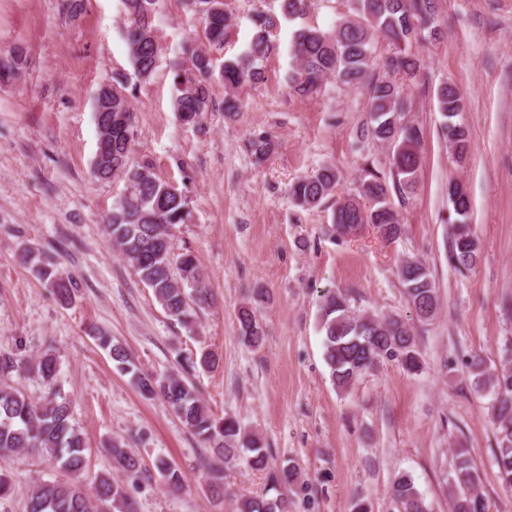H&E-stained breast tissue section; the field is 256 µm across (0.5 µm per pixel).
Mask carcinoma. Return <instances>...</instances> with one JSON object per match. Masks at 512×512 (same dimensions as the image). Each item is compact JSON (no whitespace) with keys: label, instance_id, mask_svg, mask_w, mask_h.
Segmentation results:
<instances>
[{"label":"carcinoma","instance_id":"carcinoma-1","mask_svg":"<svg viewBox=\"0 0 512 512\" xmlns=\"http://www.w3.org/2000/svg\"><path fill=\"white\" fill-rule=\"evenodd\" d=\"M159 2L121 0L128 59L133 75L142 81L154 75L162 60L163 46L156 24ZM186 5L201 17L208 45L224 46L232 26L231 16L224 10V0H186ZM308 7L309 0H280V16L261 11L252 16L256 32L247 48L238 57L224 61L220 68V78L227 90L224 111H240L234 95L240 85L263 80L265 62L278 50L273 30L280 19H299ZM425 33L434 40L441 37L436 25L435 0H352L351 13L337 20L332 30L307 25L292 35L290 51L297 70L289 76L291 90L299 96H311L330 78L342 85L365 84L370 109L369 121L361 135L393 149L392 180L369 168L361 178L360 195L369 206H362L354 198L336 201L332 221L339 234L363 224L372 225L385 241H394L402 234L401 219L390 203L391 187L402 194L412 188L420 166L421 132L403 123V88L388 77L369 80L367 74L374 64L376 44L385 40L393 47L386 69L394 74L414 76L420 64L412 45ZM20 64L21 57L16 51L1 50L0 80L16 77ZM171 69L176 90L172 109L181 122L194 125L209 106L210 81L215 71L212 54L189 40L182 47L180 60L171 63ZM127 83L128 77L121 75L101 84L93 102L97 150L92 173L99 180L120 177L125 184L124 193L115 200L107 216L105 233L129 261L140 281L151 289L164 312L189 326L194 322L195 308L210 298L202 284L196 255L189 249L176 253L169 242L173 229L189 220L190 199L175 185L159 179L150 163L132 161L133 140L127 137L126 129H135V116ZM436 101L444 118L442 133L461 157L467 149L468 132L453 121L462 107L461 96L453 85L444 83L436 91ZM338 179L336 167L324 164L313 174L294 182L291 200L305 210L316 207L333 195ZM448 204L453 216L449 260L458 270L468 269L477 261L479 242L470 224L469 195L456 182L448 183ZM21 258L61 303H72L78 283L52 257L41 256L25 247ZM397 276L415 316L425 321L433 319L438 300L426 265L417 258L405 259L397 268ZM237 320L243 344L260 346L264 331L255 311L244 306L238 311ZM320 331L324 360L332 384L340 392L347 391L360 376L384 361L397 362L407 373L423 370L414 331L406 321L399 316L381 319L376 315H359L341 292L329 291L323 295ZM98 340L108 350L115 367L131 375L143 396L163 398L215 455L228 462L243 456L252 468H268L269 456L262 440L248 433L237 418L214 415L187 379L197 366L204 370L215 367L212 352L203 350L198 361L181 363L180 373L157 378L143 373L126 347L111 336L101 334ZM510 362L512 341L504 345L500 367L487 364L482 355L475 354L467 360L466 369L474 389L492 395L494 461L503 482L512 488V368L507 367ZM17 369L18 359L14 355L0 353V455L37 451L54 458L67 473H81L86 467V444L71 423L69 403L57 389L59 364L55 355L46 352L37 360V371L48 388L39 401L7 383ZM111 455L116 469L131 478L138 476L140 463L133 453L114 445ZM155 467L169 492L177 493L184 488L186 477L175 464L160 457ZM297 478L298 472L293 467L269 471L268 492L242 500L239 512H288V499L280 489ZM479 481L468 449H455L450 479L452 512H487L485 498L478 492ZM390 493L399 512H429L424 496L408 474L393 479ZM94 495L95 499H90L76 482L43 481L35 486L28 510L94 512L92 501L95 500L110 503L123 512H136L125 486L110 473L95 478Z\"/></svg>","mask_w":512,"mask_h":512}]
</instances>
